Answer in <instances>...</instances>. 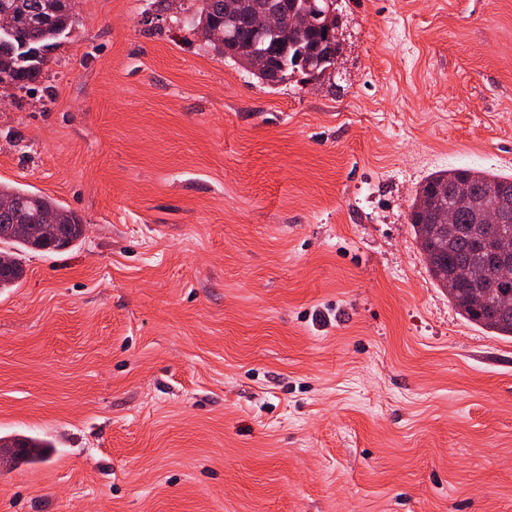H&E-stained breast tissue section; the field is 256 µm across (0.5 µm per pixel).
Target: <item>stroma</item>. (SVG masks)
<instances>
[{"label": "stroma", "instance_id": "1", "mask_svg": "<svg viewBox=\"0 0 512 512\" xmlns=\"http://www.w3.org/2000/svg\"><path fill=\"white\" fill-rule=\"evenodd\" d=\"M78 0L0 89V182L88 224L0 293V512H512V337L410 224L512 177V0H336L326 85H270L195 0Z\"/></svg>", "mask_w": 512, "mask_h": 512}]
</instances>
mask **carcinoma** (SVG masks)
Returning a JSON list of instances; mask_svg holds the SVG:
<instances>
[{"label": "carcinoma", "instance_id": "obj_1", "mask_svg": "<svg viewBox=\"0 0 512 512\" xmlns=\"http://www.w3.org/2000/svg\"><path fill=\"white\" fill-rule=\"evenodd\" d=\"M194 28L225 59L268 83L280 82L288 72L300 71L306 81L331 79L339 43L338 16L328 8L336 0H199ZM76 0H0V14L15 21L0 30V81L25 88L35 82L50 61L49 53L74 24ZM280 15V22L263 30L257 17ZM224 39L212 38L216 27ZM267 54L270 71L256 74L255 57ZM512 193V178H499L483 170L457 168L432 174L420 186L411 205L410 221L420 241L428 269L450 302L469 322L499 336L512 337V278L500 276L501 264L493 254L512 243V209L503 210L499 191ZM12 207L0 212V289L18 285L24 275L21 254L65 250L83 240V218L55 199L28 189L0 183V200ZM453 207L458 232L444 231L437 214ZM500 223H489L492 214ZM46 444L37 438H0V448H22L37 453Z\"/></svg>", "mask_w": 512, "mask_h": 512}]
</instances>
